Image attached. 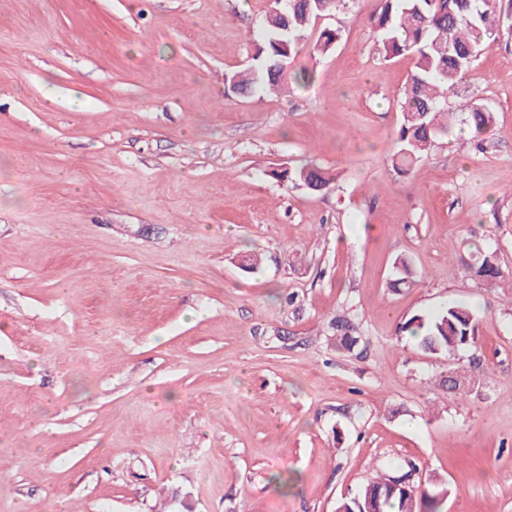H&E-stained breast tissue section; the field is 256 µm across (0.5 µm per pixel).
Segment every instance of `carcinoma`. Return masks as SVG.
Returning <instances> with one entry per match:
<instances>
[{
	"mask_svg": "<svg viewBox=\"0 0 512 512\" xmlns=\"http://www.w3.org/2000/svg\"><path fill=\"white\" fill-rule=\"evenodd\" d=\"M353 0H281L260 22V44L254 64L227 78V91L249 95L265 91L278 95L283 89L284 65L296 54L307 25L333 12L347 10ZM368 26L380 44L384 58L408 57L413 68L397 100L401 124L391 155L393 169L408 173L439 141L452 133L455 111L448 100L476 57L505 37L512 36V0H377ZM340 38L339 31L325 28L316 41L324 54ZM473 137L482 138L494 125L493 113L468 108ZM281 181L307 185L316 181L321 189L332 183L320 168L282 169L274 173ZM468 273L483 281L503 278L496 254L475 247L460 256ZM415 284L408 259L394 262L392 288ZM474 315L460 305H449L434 315H416L406 331L417 347L431 354H454L468 345L474 330ZM392 477L382 476L340 505L343 512H443L447 489L433 484L424 492L415 485L395 488Z\"/></svg>",
	"mask_w": 512,
	"mask_h": 512,
	"instance_id": "carcinoma-1",
	"label": "carcinoma"
}]
</instances>
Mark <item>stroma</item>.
<instances>
[{
    "label": "stroma",
    "instance_id": "35a3bbf8",
    "mask_svg": "<svg viewBox=\"0 0 512 512\" xmlns=\"http://www.w3.org/2000/svg\"><path fill=\"white\" fill-rule=\"evenodd\" d=\"M273 5L0 0V512H336L412 466L512 512V44L461 82L485 150L462 122L402 176L375 0L308 26L286 94L226 95ZM306 165L329 190L275 176ZM454 304L455 356L402 333ZM469 119L468 122L471 124V132L474 138L482 140L483 136L488 134L494 125L493 113L486 109L467 108ZM474 245V250H471L469 247L470 252L467 258L462 255L460 248L457 250L459 259L468 273L475 278L489 282L503 278V270L498 263L495 252L483 251L478 245Z\"/></svg>",
    "mask_w": 512,
    "mask_h": 512
}]
</instances>
